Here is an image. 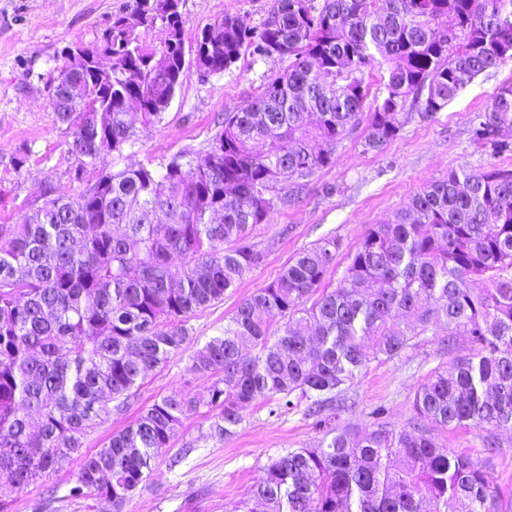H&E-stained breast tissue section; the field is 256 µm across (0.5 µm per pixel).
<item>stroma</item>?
<instances>
[{"label": "stroma", "instance_id": "stroma-1", "mask_svg": "<svg viewBox=\"0 0 512 512\" xmlns=\"http://www.w3.org/2000/svg\"><path fill=\"white\" fill-rule=\"evenodd\" d=\"M274 0H182L186 40L224 14L257 26ZM135 0H0V225L42 205L44 191L73 196L84 187L74 177L76 161L68 151L65 124L50 104L48 75L60 62L63 47L93 44L113 15L131 11ZM267 62L242 54L232 71L200 76L186 68L170 106L156 126L139 130L137 143L123 155L104 153L98 168L117 171L152 162H169L186 151L205 150L218 116L251 101L268 70ZM512 80V62L478 76L432 118L421 119L407 105L410 120L381 151L363 147L364 126H356L336 149L333 167L317 171L296 203L275 206L266 223L256 225L250 241L264 254L261 265L228 289L223 301L196 311L187 322L185 350L159 366L127 400L122 410L87 436L85 447H102L116 430L135 423L143 409L173 392L190 391L206 399L208 383L192 379L190 357L223 331L238 305L256 289L275 280L294 256L321 238L338 242L329 287L343 284L348 257L370 225L393 220L422 185L460 166L483 170L512 168V155L493 157L471 142V120L488 109L496 88ZM444 328L430 330L417 347L389 362H371L345 392L349 408L332 424L362 433L373 425L372 412L384 408L385 421L406 426L417 383L448 355L440 340ZM212 415L200 410L184 424L170 447L158 449L144 487L126 501L122 512H233L247 499L269 459L294 448L316 447L322 425L294 409L273 416L254 403L243 412L236 435L227 441L210 436ZM439 443L484 459L505 501L512 502V434L499 438L496 454L481 448L476 430L435 429ZM77 466L52 474L20 491L13 512H113L104 500H72L68 487Z\"/></svg>", "mask_w": 512, "mask_h": 512}]
</instances>
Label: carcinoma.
I'll use <instances>...</instances> for the list:
<instances>
[{
	"mask_svg": "<svg viewBox=\"0 0 512 512\" xmlns=\"http://www.w3.org/2000/svg\"><path fill=\"white\" fill-rule=\"evenodd\" d=\"M165 2L158 16L136 0L93 46L62 50L51 107L70 130L76 178L135 143L131 103L144 126L161 121L190 50L211 51V75L246 51L280 67L252 102L217 119L208 149L159 169L102 172L75 196L46 192L0 227V471L20 491L77 458L68 497L103 498L121 512L155 450L200 406L226 440L258 401L272 414L304 404L308 417L334 415L367 364L400 356L440 325L451 357L417 385L408 426L331 429L317 448L272 458L252 498L265 512H507L484 462L431 434L473 428L491 452L512 432V169L496 166L451 169L392 222L371 225L342 288H323L336 238L300 252L191 356V371L209 381L206 401L167 395L83 451L112 403L184 350L189 315L262 263L246 239L275 208L277 185L333 166L367 100L364 146L379 150L401 131L409 101L428 119L512 60V0H274L260 26L226 14L188 46L181 0ZM156 24L167 32L159 49L141 32ZM74 75L84 84L79 107L65 95ZM509 127L512 82L475 115L471 138L512 153ZM461 329L469 348L456 355Z\"/></svg>",
	"mask_w": 512,
	"mask_h": 512,
	"instance_id": "1",
	"label": "carcinoma"
}]
</instances>
